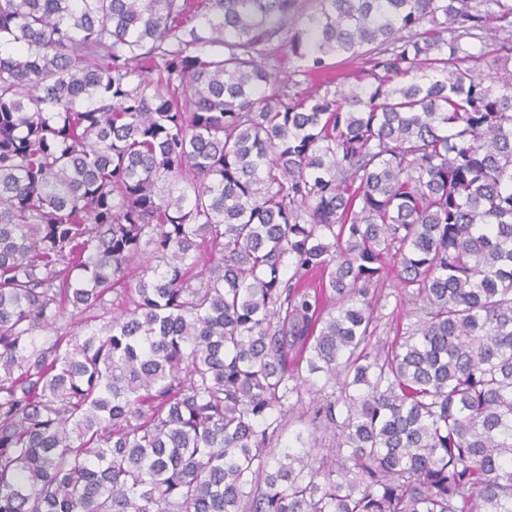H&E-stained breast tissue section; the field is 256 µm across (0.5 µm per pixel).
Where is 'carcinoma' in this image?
Returning a JSON list of instances; mask_svg holds the SVG:
<instances>
[{
	"mask_svg": "<svg viewBox=\"0 0 512 512\" xmlns=\"http://www.w3.org/2000/svg\"><path fill=\"white\" fill-rule=\"evenodd\" d=\"M302 3L0 0V512H512V5ZM480 40L467 39L466 47L472 54L464 61V67L477 71L493 70L494 65L504 64L512 69V26L508 22H491L482 32ZM385 287L383 293L388 294V298L379 303L378 308L379 316H382L381 327L379 331L380 339L391 344L395 338V328L398 323L406 324L415 321L412 316H408V311L412 309L411 305L407 304V294L412 291V288H403L399 283L395 273L391 268L388 269V274L385 279ZM314 432L310 423V415H307L301 419H295L293 422L285 424L280 438V446H295L300 447V443L296 441V437L300 434L304 441H310L311 434Z\"/></svg>",
	"mask_w": 512,
	"mask_h": 512,
	"instance_id": "1",
	"label": "carcinoma"
}]
</instances>
